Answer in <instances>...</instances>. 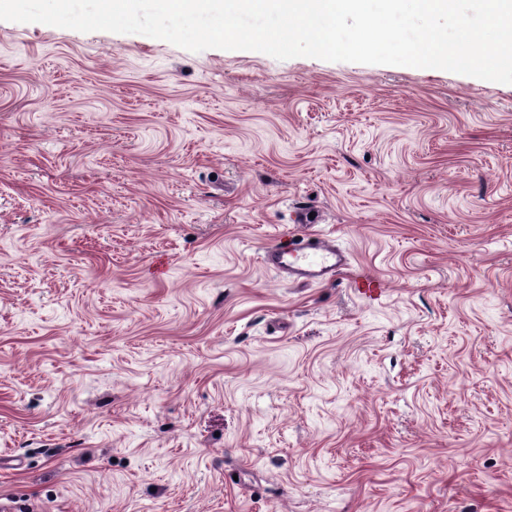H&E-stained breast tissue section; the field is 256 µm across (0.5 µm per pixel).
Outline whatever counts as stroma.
Wrapping results in <instances>:
<instances>
[{
    "label": "stroma",
    "mask_w": 512,
    "mask_h": 512,
    "mask_svg": "<svg viewBox=\"0 0 512 512\" xmlns=\"http://www.w3.org/2000/svg\"><path fill=\"white\" fill-rule=\"evenodd\" d=\"M8 501L512 512V84L0 21ZM263 261L288 281L323 284L351 266V255L327 235L308 234L286 247L267 248Z\"/></svg>",
    "instance_id": "obj_1"
}]
</instances>
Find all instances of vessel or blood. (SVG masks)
Returning <instances> with one entry per match:
<instances>
[{
	"label": "vessel or blood",
	"instance_id": "1",
	"mask_svg": "<svg viewBox=\"0 0 512 512\" xmlns=\"http://www.w3.org/2000/svg\"><path fill=\"white\" fill-rule=\"evenodd\" d=\"M263 261L286 280L323 284L350 267L351 255L326 235L308 234L288 246L267 248Z\"/></svg>",
	"mask_w": 512,
	"mask_h": 512
}]
</instances>
